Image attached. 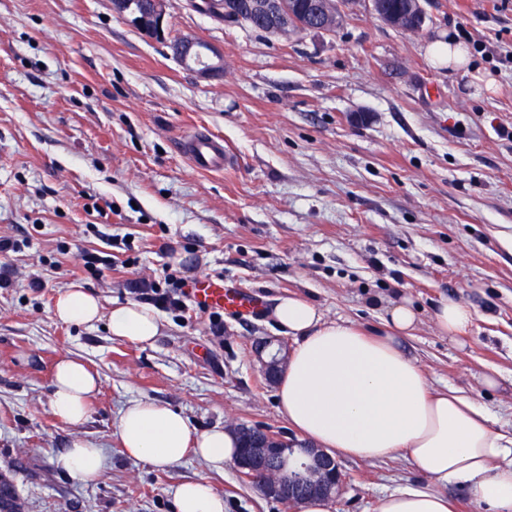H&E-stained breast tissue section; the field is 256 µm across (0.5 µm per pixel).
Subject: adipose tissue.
Listing matches in <instances>:
<instances>
[{
	"label": "adipose tissue",
	"mask_w": 512,
	"mask_h": 512,
	"mask_svg": "<svg viewBox=\"0 0 512 512\" xmlns=\"http://www.w3.org/2000/svg\"><path fill=\"white\" fill-rule=\"evenodd\" d=\"M54 314L90 327L108 320L113 336L144 346L163 328L149 305L127 302L106 311L97 298L73 287L59 294ZM270 316L295 341L276 391L290 427L334 456L373 461L402 454L430 480L427 488L385 493L377 512H454L444 491L452 480L470 483L474 497L493 512H512V430L496 428L489 411L455 387L431 391L424 368L397 341L418 320L410 300L392 303L382 329L372 335L323 320L300 297L278 298ZM97 388V377L80 359L63 357L55 366L50 409L63 423L81 425ZM118 433L130 457L157 469L195 456L220 471L236 456L232 432L196 431L179 413L152 401L128 402ZM57 462L84 482L107 468L104 449L79 436ZM171 494L177 512H224L223 499L207 480L176 485Z\"/></svg>",
	"instance_id": "1"
}]
</instances>
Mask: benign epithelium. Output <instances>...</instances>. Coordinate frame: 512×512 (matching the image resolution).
Listing matches in <instances>:
<instances>
[{
	"instance_id": "obj_1",
	"label": "benign epithelium",
	"mask_w": 512,
	"mask_h": 512,
	"mask_svg": "<svg viewBox=\"0 0 512 512\" xmlns=\"http://www.w3.org/2000/svg\"><path fill=\"white\" fill-rule=\"evenodd\" d=\"M416 11L401 14H382L381 0H368V8L377 18L396 29L404 30L410 25L423 27L427 13L422 0H415ZM168 0H149L141 12L130 10L129 0H112V11L124 18L140 33L157 41L167 40ZM263 33L283 36L288 33L296 16L285 0H261ZM176 58L186 67L195 70L201 77L209 78L224 72V56L210 45L193 38H177ZM234 432L242 445L236 457L239 474L265 496L274 498L287 506H296L312 497H324L330 501L344 482V475L335 458L319 448L301 449L302 457L287 466L282 460L285 450L294 448V443L282 434L264 429H249L240 424ZM281 460L275 469L266 468L272 459Z\"/></svg>"
}]
</instances>
